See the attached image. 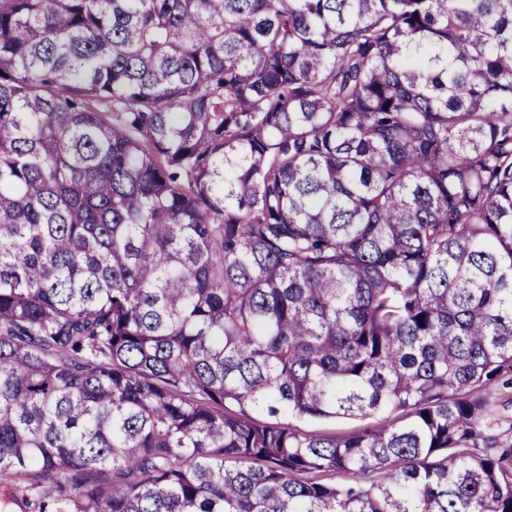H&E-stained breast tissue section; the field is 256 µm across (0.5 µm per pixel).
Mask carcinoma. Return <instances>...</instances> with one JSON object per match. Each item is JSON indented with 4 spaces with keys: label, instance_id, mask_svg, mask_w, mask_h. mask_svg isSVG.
<instances>
[{
    "label": "carcinoma",
    "instance_id": "cac0c4a2",
    "mask_svg": "<svg viewBox=\"0 0 512 512\" xmlns=\"http://www.w3.org/2000/svg\"><path fill=\"white\" fill-rule=\"evenodd\" d=\"M498 383L512 0H0V512H512ZM358 423L336 420L321 421L315 419L294 420L293 425L302 432L318 433L325 435H339L352 431Z\"/></svg>",
    "mask_w": 512,
    "mask_h": 512
}]
</instances>
